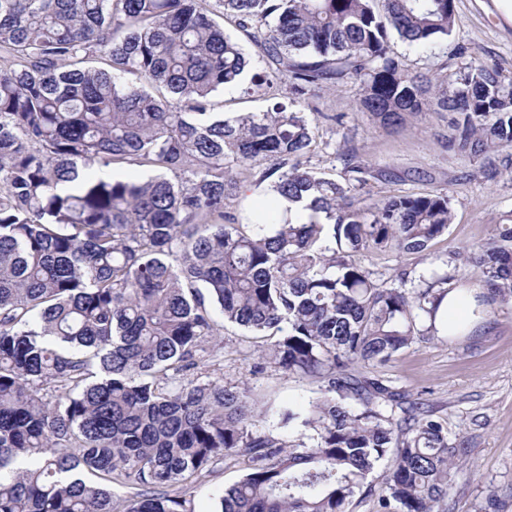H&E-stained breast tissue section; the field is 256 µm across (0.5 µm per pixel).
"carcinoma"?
Segmentation results:
<instances>
[{
	"label": "carcinoma",
	"instance_id": "1",
	"mask_svg": "<svg viewBox=\"0 0 512 512\" xmlns=\"http://www.w3.org/2000/svg\"><path fill=\"white\" fill-rule=\"evenodd\" d=\"M216 2L268 60L246 93L288 79L264 112L213 111L250 60L205 0H0V512H188L227 452L249 467L219 512H348L390 455L381 512H434L458 445L348 367L387 361L432 319L448 277L384 288L360 258L424 255L448 195L356 198L367 168L349 159L340 183L304 161L302 103L355 78L361 111L393 126L434 103L455 114L448 147L487 156L512 149V83L478 63L447 91L389 55L392 33L447 37L454 0ZM115 165L160 174L105 175ZM243 178L308 218L229 210ZM467 260L491 300L512 299V222ZM215 309L324 383L278 412L298 443L258 429L246 390L185 378Z\"/></svg>",
	"mask_w": 512,
	"mask_h": 512
}]
</instances>
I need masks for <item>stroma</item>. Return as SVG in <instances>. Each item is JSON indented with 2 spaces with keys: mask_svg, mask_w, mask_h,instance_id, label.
<instances>
[{
  "mask_svg": "<svg viewBox=\"0 0 512 512\" xmlns=\"http://www.w3.org/2000/svg\"><path fill=\"white\" fill-rule=\"evenodd\" d=\"M390 49L410 72L428 73L442 84L474 60L497 66L512 81V25L492 0H454L447 38L417 49L394 36ZM360 92L353 78L312 89L308 102L317 111L311 116L310 166L338 179L346 154L353 153L369 169L358 194L379 199L438 189L447 193L452 213L447 235L428 256L384 250L366 257L365 265L388 287L399 286L401 272L415 277L432 269L450 276L456 289L482 285L480 271L462 254L487 242L512 214V166L449 151L448 113L407 112L391 127L359 110ZM483 313L468 335L427 336L386 364L351 366L356 376L390 380L408 400L424 403L449 437L463 441L466 453L451 472L452 490L439 512H512V301L485 306ZM217 341L223 351L204 355L194 371L200 381L244 387L262 412L299 410L317 396L319 381L259 358L270 338L228 323ZM247 467V459L234 454L213 464L207 481L186 495L192 512H215L218 492L242 479Z\"/></svg>",
  "mask_w": 512,
  "mask_h": 512,
  "instance_id": "obj_1",
  "label": "stroma"
}]
</instances>
